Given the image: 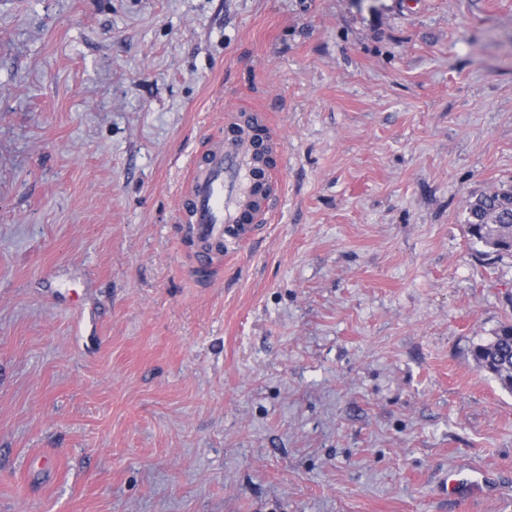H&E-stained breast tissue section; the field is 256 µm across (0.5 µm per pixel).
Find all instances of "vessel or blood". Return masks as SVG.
<instances>
[{
  "instance_id": "1",
  "label": "vessel or blood",
  "mask_w": 512,
  "mask_h": 512,
  "mask_svg": "<svg viewBox=\"0 0 512 512\" xmlns=\"http://www.w3.org/2000/svg\"><path fill=\"white\" fill-rule=\"evenodd\" d=\"M283 163V148L268 134L263 114L226 113L223 140L194 160L181 201L190 233L200 246L199 265H209L225 240L242 243L255 235L271 212L273 174ZM480 486L462 471L448 475L449 494L467 496Z\"/></svg>"
}]
</instances>
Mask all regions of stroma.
<instances>
[{
	"instance_id": "obj_1",
	"label": "stroma",
	"mask_w": 512,
	"mask_h": 512,
	"mask_svg": "<svg viewBox=\"0 0 512 512\" xmlns=\"http://www.w3.org/2000/svg\"><path fill=\"white\" fill-rule=\"evenodd\" d=\"M232 106L285 166L202 268ZM510 188L512 0H0V512H512ZM468 233L481 255L512 257V190L482 194L470 205ZM471 356L477 368L512 392V324L502 325L489 340L476 344ZM481 482L460 470L453 471L448 474V494L469 496L480 489Z\"/></svg>"
}]
</instances>
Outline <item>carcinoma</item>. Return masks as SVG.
I'll return each instance as SVG.
<instances>
[{
    "label": "carcinoma",
    "instance_id": "cac0c4a2",
    "mask_svg": "<svg viewBox=\"0 0 512 512\" xmlns=\"http://www.w3.org/2000/svg\"><path fill=\"white\" fill-rule=\"evenodd\" d=\"M467 226L473 243L482 247L480 254L512 257V190L477 197L469 207ZM471 356L477 368L512 392V324L475 345Z\"/></svg>",
    "mask_w": 512,
    "mask_h": 512
}]
</instances>
